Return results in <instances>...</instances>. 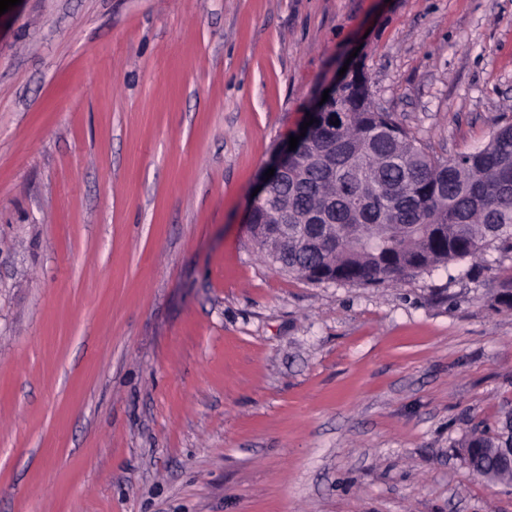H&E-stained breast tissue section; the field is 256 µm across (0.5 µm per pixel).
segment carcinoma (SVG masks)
I'll return each mask as SVG.
<instances>
[{"label": "carcinoma", "mask_w": 512, "mask_h": 512, "mask_svg": "<svg viewBox=\"0 0 512 512\" xmlns=\"http://www.w3.org/2000/svg\"><path fill=\"white\" fill-rule=\"evenodd\" d=\"M330 107L343 114L336 130L317 127L299 143L278 187L288 200V246L256 240L272 263L307 280L323 268L339 282L371 285L476 258L494 243L512 250V124L484 147L447 157L352 79L336 85ZM328 203L336 223L308 239L297 218ZM476 444L491 451L497 436L474 433L462 451Z\"/></svg>", "instance_id": "obj_1"}]
</instances>
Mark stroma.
Segmentation results:
<instances>
[{
	"label": "stroma",
	"instance_id": "obj_1",
	"mask_svg": "<svg viewBox=\"0 0 512 512\" xmlns=\"http://www.w3.org/2000/svg\"><path fill=\"white\" fill-rule=\"evenodd\" d=\"M363 66L439 154L512 123V0H21L0 16V512H512V251L359 286L245 228ZM502 426L503 431L500 434L503 443L498 448H495L497 446L496 434L490 435L489 432L484 431L474 433L470 437L465 438L461 442L464 460L468 448L476 444L485 445V448H487L489 452L494 448V452L502 466L512 470V411L509 416H506Z\"/></svg>",
	"mask_w": 512,
	"mask_h": 512
}]
</instances>
